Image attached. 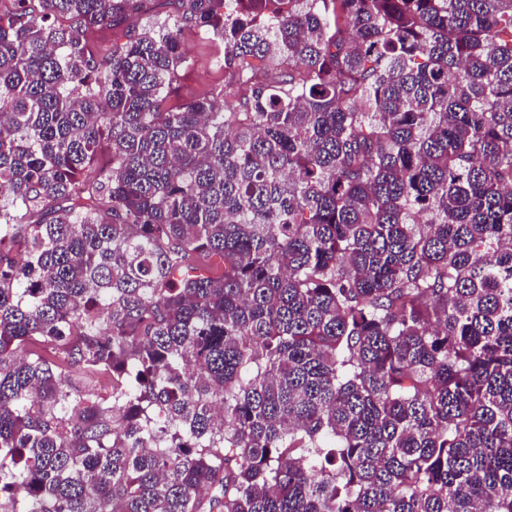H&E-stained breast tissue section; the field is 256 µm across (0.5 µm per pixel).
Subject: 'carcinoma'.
Masks as SVG:
<instances>
[{
	"label": "carcinoma",
	"mask_w": 512,
	"mask_h": 512,
	"mask_svg": "<svg viewBox=\"0 0 512 512\" xmlns=\"http://www.w3.org/2000/svg\"><path fill=\"white\" fill-rule=\"evenodd\" d=\"M137 2L0 13V512H512V0ZM182 49L187 57L185 67L170 88L172 102L182 103L199 98L219 102L224 99V68L215 63L223 45L212 35L186 29L182 33Z\"/></svg>",
	"instance_id": "1"
}]
</instances>
